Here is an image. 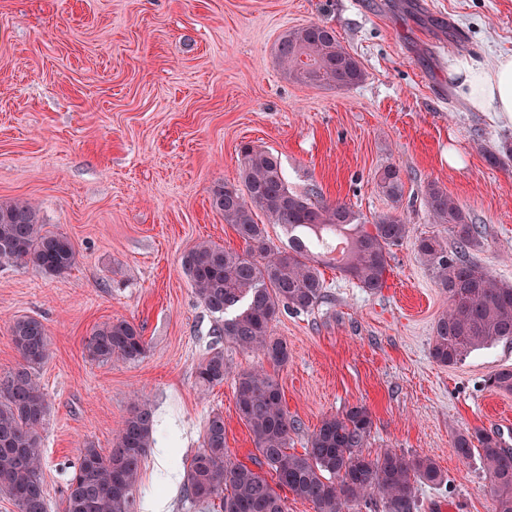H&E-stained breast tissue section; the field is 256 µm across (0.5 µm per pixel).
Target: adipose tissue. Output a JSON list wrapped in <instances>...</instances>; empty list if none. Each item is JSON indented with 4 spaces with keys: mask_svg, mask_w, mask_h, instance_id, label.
I'll use <instances>...</instances> for the list:
<instances>
[{
    "mask_svg": "<svg viewBox=\"0 0 512 512\" xmlns=\"http://www.w3.org/2000/svg\"><path fill=\"white\" fill-rule=\"evenodd\" d=\"M455 72L458 92L470 108L497 113L512 123V54L499 55L490 63L468 59Z\"/></svg>",
    "mask_w": 512,
    "mask_h": 512,
    "instance_id": "obj_1",
    "label": "adipose tissue"
}]
</instances>
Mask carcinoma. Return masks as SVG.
<instances>
[{
  "label": "carcinoma",
  "mask_w": 512,
  "mask_h": 512,
  "mask_svg": "<svg viewBox=\"0 0 512 512\" xmlns=\"http://www.w3.org/2000/svg\"><path fill=\"white\" fill-rule=\"evenodd\" d=\"M276 56L288 79L304 86L350 89L365 79L359 61L324 23L285 31ZM239 153L242 187H215L211 206L245 248L229 251L203 241L181 257V269L200 302L224 316L213 335L282 367L288 362V346L273 336V323L284 311L308 313L325 297L320 264L322 251L329 249L328 237L343 243L336 258L339 272L376 292L385 284L391 248L409 236L410 227L395 211L378 216L369 228L358 224L346 205L294 192L273 153L250 144L242 145ZM378 187L391 203H400V169L384 167ZM424 201L432 223L448 227L455 240L450 251L435 236L417 239L418 252L448 293V310L435 323L430 354L449 366L501 340L512 341V283L466 258L480 244L482 230L453 197L431 184ZM258 211L293 233L288 247L269 244L265 225L255 219ZM77 255L71 239L45 229L28 201L0 203V267H32L58 276L75 265ZM9 332L22 363L0 377V490L16 512H46L42 431L49 405L35 371L48 356L49 338L33 317L15 319ZM85 349L94 361L135 362L145 356L148 345L134 323L121 319L96 329ZM225 372L224 351L216 349L199 363L197 384L202 389L220 384ZM489 383L512 393V368L494 372ZM235 407L252 434L258 465L267 467L276 482L232 461L224 415L209 416L203 448L186 467L184 494L196 503L219 501L217 512H285L280 489L310 502L315 512H350L355 505L370 507L379 501L382 512H415L417 485L438 488L447 483L430 457L407 458L392 451L374 459L363 455L372 426L363 405L323 418L304 453L289 451L298 423L284 408L278 382L261 365L236 374ZM153 430V411L141 400L133 404L108 452L86 443L66 485L64 512H132ZM453 448L463 459L478 455L492 483L495 512H512V449L500 435L463 433Z\"/></svg>",
  "instance_id": "obj_1"
}]
</instances>
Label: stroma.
<instances>
[{"label":"stroma","instance_id":"1","mask_svg":"<svg viewBox=\"0 0 512 512\" xmlns=\"http://www.w3.org/2000/svg\"><path fill=\"white\" fill-rule=\"evenodd\" d=\"M312 22L335 29L365 72L361 84L288 81L277 41ZM502 53L512 54V0H0V201L30 200L46 229L78 250L60 276L0 268V376L20 361L14 319H40L49 337L36 371L50 409L49 512H62L85 443L111 448L137 397L154 407L155 425L134 512L159 497L162 512H216L183 491L209 415L224 416L231 460L253 465L234 378L262 360L216 340L217 316L180 265L202 241L242 250L211 195L240 185L244 143L278 156L294 191L346 204L368 225L394 207L411 228L391 249L381 290L326 266L320 305L274 322L289 358L272 374L299 423L290 450L304 453L323 418L361 404L372 418L366 455L428 456L447 475L441 487L417 486V512H493L488 474L453 441L484 429L512 448V394L487 384L512 368V341L450 366L431 358L448 296L416 240L454 243L424 205L437 184L482 227L471 259L512 282V161L485 159L512 141V124L466 107L450 75L458 58ZM391 164L405 183L396 207L377 185ZM118 319L141 328L146 356L89 359L92 332ZM216 348L224 381L200 390L196 367Z\"/></svg>","mask_w":512,"mask_h":512}]
</instances>
